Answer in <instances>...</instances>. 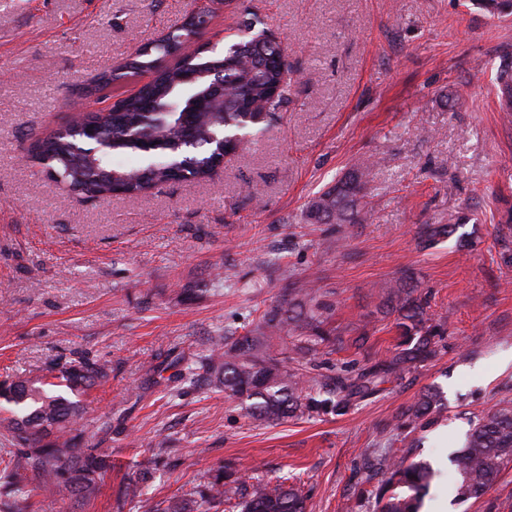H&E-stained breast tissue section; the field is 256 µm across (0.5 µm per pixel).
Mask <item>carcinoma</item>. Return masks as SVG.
<instances>
[{"instance_id": "obj_1", "label": "carcinoma", "mask_w": 512, "mask_h": 512, "mask_svg": "<svg viewBox=\"0 0 512 512\" xmlns=\"http://www.w3.org/2000/svg\"><path fill=\"white\" fill-rule=\"evenodd\" d=\"M492 15L512 13V0H474ZM257 17L242 21L251 33L224 49V53L194 56L145 86L138 95L121 100V112L112 122L99 125L94 135L112 143V152L152 156L145 168H114L107 157L88 158L79 153L83 139L75 124L38 140L37 149L48 175L73 192L112 197H134L154 183L201 180L221 163L211 135L224 130V153L241 145L239 135L260 124L261 108L272 114L285 98L281 68L284 48L276 41H259ZM182 34H173L154 45L141 46L125 65L151 70L158 58ZM224 80V111L201 112L195 117L197 144H184L178 129L183 110L192 103L208 104V89L216 78ZM499 107L512 112V62L497 72ZM149 132L150 143L139 134ZM369 166L354 165L334 186L307 208L311 224H334L342 231L360 221L359 204L367 185ZM460 224H428L424 242L453 235ZM396 315L402 341L384 362L355 374L334 377L315 372L310 356L315 344L329 340L326 328L334 304L318 291L295 283L288 298L260 315L245 335L212 337L209 353L197 357L198 375L230 397L248 401L247 414L255 420L277 422L298 413H346L352 406L378 392L379 384L399 376L440 351L444 335L431 323L427 301L417 289L400 282L383 300ZM293 345L298 366L290 368L277 348ZM112 368L84 357L54 363L47 374L0 383V399L8 409L0 415V512H31V498L38 494L70 499L86 505L96 499L103 475L112 468V449L102 444L112 434L107 421L93 420L95 442H83L89 407L78 400L86 390L107 382ZM443 397L428 388L404 413L394 429L426 428L437 419ZM455 472V494L467 501L484 497L499 481L504 466L512 462V405L493 407L479 417L462 449L449 457ZM380 484L368 491L374 512H420L422 496L436 471L430 461L411 460L400 449L388 446L380 459ZM237 500L240 512H306V500L288 479L259 484L252 492L219 469L210 480L186 491L164 508L150 505L147 512H221Z\"/></svg>"}]
</instances>
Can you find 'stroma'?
I'll use <instances>...</instances> for the list:
<instances>
[{
    "label": "stroma",
    "instance_id": "1",
    "mask_svg": "<svg viewBox=\"0 0 512 512\" xmlns=\"http://www.w3.org/2000/svg\"><path fill=\"white\" fill-rule=\"evenodd\" d=\"M200 9L184 52L223 50L250 13L285 44L294 82L264 131L208 178L136 197L49 178L34 141L135 93L151 72L100 78ZM510 59L512 15L471 0H0V381L80 356L112 366L89 396L112 424L100 494L82 508L38 496L34 512H142L227 461L248 487L299 476L307 512H373L363 462L392 440L441 471L422 512H512V463L476 502H452L446 476L471 421L512 404V113L496 96ZM361 161L360 223H306ZM458 221L461 237L419 245L421 225ZM406 275L442 349L345 414L261 423L186 378L211 336L245 334L302 281L335 306L321 373L384 360L398 341L384 290ZM430 386L445 395L438 423L393 430ZM153 457L147 482L126 467Z\"/></svg>",
    "mask_w": 512,
    "mask_h": 512
}]
</instances>
